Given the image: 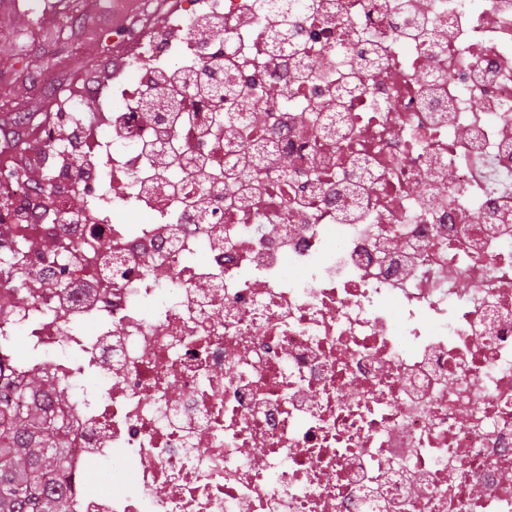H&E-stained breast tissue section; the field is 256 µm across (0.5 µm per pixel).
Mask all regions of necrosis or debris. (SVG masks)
<instances>
[{"mask_svg":"<svg viewBox=\"0 0 512 512\" xmlns=\"http://www.w3.org/2000/svg\"><path fill=\"white\" fill-rule=\"evenodd\" d=\"M359 3L298 22L295 88L253 60L252 0H183L111 111L87 89L42 127L40 179L0 175V370L68 396L71 512H512V0ZM206 21L260 115L143 112L207 70ZM218 141L250 158L245 205ZM205 182L208 210L176 203Z\"/></svg>","mask_w":512,"mask_h":512,"instance_id":"4bbe7bcc","label":"necrosis or debris"}]
</instances>
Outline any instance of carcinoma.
Instances as JSON below:
<instances>
[{
	"label": "carcinoma",
	"mask_w": 512,
	"mask_h": 512,
	"mask_svg": "<svg viewBox=\"0 0 512 512\" xmlns=\"http://www.w3.org/2000/svg\"><path fill=\"white\" fill-rule=\"evenodd\" d=\"M328 8L323 0H254L256 14L278 13V28L269 36L271 52L293 58L296 78L304 64L295 18ZM183 91L206 104L244 101L239 82L228 77L220 81L195 76ZM48 381L46 370L19 380L0 379V512H71L58 482L67 466L61 435L68 404L60 399L53 405L44 399ZM21 395L26 398L22 407L16 404Z\"/></svg>",
	"instance_id": "carcinoma-1"
}]
</instances>
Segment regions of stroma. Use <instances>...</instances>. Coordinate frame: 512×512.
Here are the masks:
<instances>
[{
  "mask_svg": "<svg viewBox=\"0 0 512 512\" xmlns=\"http://www.w3.org/2000/svg\"><path fill=\"white\" fill-rule=\"evenodd\" d=\"M173 11L171 0H0V127L15 115L28 133L0 139V154L33 153L35 132L48 120L51 98L36 95L32 76L55 67L56 95L66 96L102 62L95 30L118 27L142 37L158 36Z\"/></svg>",
  "mask_w": 512,
  "mask_h": 512,
  "instance_id": "obj_1",
  "label": "stroma"
}]
</instances>
